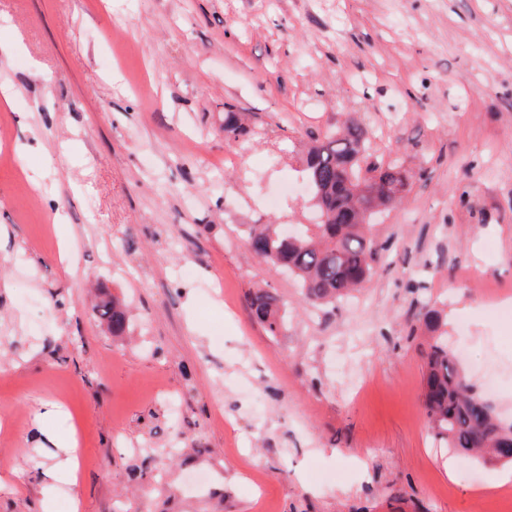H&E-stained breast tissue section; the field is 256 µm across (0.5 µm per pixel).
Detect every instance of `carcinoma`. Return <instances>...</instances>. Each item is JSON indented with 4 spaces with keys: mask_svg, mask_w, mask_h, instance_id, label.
I'll return each mask as SVG.
<instances>
[{
    "mask_svg": "<svg viewBox=\"0 0 512 512\" xmlns=\"http://www.w3.org/2000/svg\"><path fill=\"white\" fill-rule=\"evenodd\" d=\"M249 134L235 112L224 115V138L237 140ZM367 138L350 118L322 140H314L302 157L303 171L320 221L292 238L279 236L276 225L249 224L243 230L253 252L273 268L287 269L297 280L302 299L312 306L345 299L375 273L381 247L372 237V213L356 204L363 185L377 189L378 212L391 210L397 200L390 194L409 176L399 159L387 163L365 162ZM253 318L275 336L285 321L282 302L268 288L253 289L247 299ZM100 323L121 336L127 327L125 312L115 299L104 298L94 306ZM423 322L433 334L425 352L422 402L434 438L445 448L476 453L485 463L512 464V422L503 420L477 391L475 383L448 351L438 331L439 311L428 308Z\"/></svg>",
    "mask_w": 512,
    "mask_h": 512,
    "instance_id": "obj_1",
    "label": "carcinoma"
}]
</instances>
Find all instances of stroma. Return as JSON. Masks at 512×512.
I'll list each match as a JSON object with an SVG mask.
<instances>
[{
    "instance_id": "35a3bbf8",
    "label": "stroma",
    "mask_w": 512,
    "mask_h": 512,
    "mask_svg": "<svg viewBox=\"0 0 512 512\" xmlns=\"http://www.w3.org/2000/svg\"><path fill=\"white\" fill-rule=\"evenodd\" d=\"M0 87V512H512L433 439L419 322L512 418V0H0ZM351 116L411 178L371 281L308 307L242 229L312 223L301 157ZM247 304L253 318L263 324L272 336H276L285 321L277 293L269 288H254L249 293ZM94 312L100 323L106 324L108 328L112 329L113 335L121 336L124 334L127 327V318L114 298L101 299L95 304ZM76 441L67 442V446L61 447L64 455L57 464L43 471L41 479L45 480L49 489L60 484H75L78 479V460Z\"/></svg>"
}]
</instances>
